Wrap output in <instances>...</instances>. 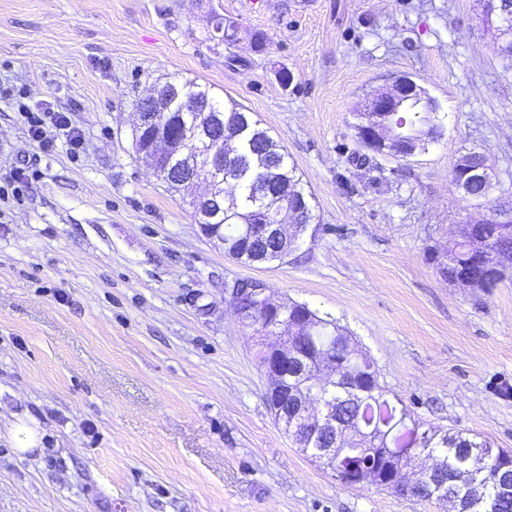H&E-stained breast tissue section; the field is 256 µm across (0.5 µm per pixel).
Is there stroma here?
<instances>
[{
	"label": "stroma",
	"mask_w": 512,
	"mask_h": 512,
	"mask_svg": "<svg viewBox=\"0 0 512 512\" xmlns=\"http://www.w3.org/2000/svg\"><path fill=\"white\" fill-rule=\"evenodd\" d=\"M240 24L212 39V12ZM267 36L263 51L253 32ZM482 0H0V512H451L346 487L277 424L230 289L265 281L333 318L415 418L512 449V281L483 294L425 259L484 215L450 180L483 153L512 202V57ZM290 72L282 84L281 72ZM408 75L445 134L387 178L348 164L367 97ZM254 113L311 193L315 232L269 265L229 259L133 149L135 102L173 79ZM37 92L84 134L39 149ZM42 443L18 453L17 419Z\"/></svg>",
	"instance_id": "35a3bbf8"
}]
</instances>
